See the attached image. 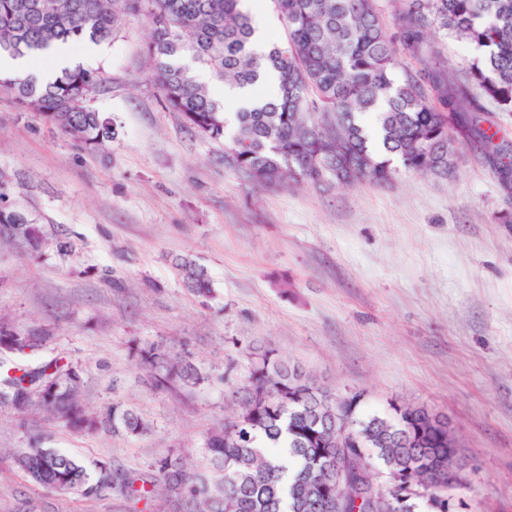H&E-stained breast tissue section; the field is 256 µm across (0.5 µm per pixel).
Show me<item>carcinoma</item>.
<instances>
[{
  "instance_id": "obj_1",
  "label": "carcinoma",
  "mask_w": 512,
  "mask_h": 512,
  "mask_svg": "<svg viewBox=\"0 0 512 512\" xmlns=\"http://www.w3.org/2000/svg\"><path fill=\"white\" fill-rule=\"evenodd\" d=\"M242 0H0V54L12 46L34 54L61 41L74 47L112 40L123 18L150 26L146 54L166 104L199 135L227 139L224 162L256 184L290 178L338 185L382 184L397 171L446 176L461 144L449 127L467 132L488 157L505 190L512 192V151L497 142L481 99L512 112V0H398L392 22L379 0H273L288 28L287 41L253 51L255 28ZM462 39L480 51L459 83L433 58L434 33ZM424 61L409 72L401 57ZM226 85L255 86L262 74L278 78V94L235 112L227 134L224 105L214 99L195 68ZM103 82L80 66L46 84L33 75H0V90L14 94L77 146L94 151L112 141V120L89 102ZM47 231L24 212L0 204V242L41 251ZM186 288L213 295L204 268L180 263ZM51 328L17 327L0 319V407L19 419L32 410L77 433L138 436L148 423L132 408L114 403L99 415L78 399L85 372L64 356L40 358L53 342ZM136 362L156 386L191 389L212 374L172 356L158 344L137 347ZM19 359L8 363V358ZM248 383L230 389L236 408L204 439V463L187 466L178 452L155 460L148 472L101 462L89 470L39 438L11 454L12 467L58 496L95 499L115 492L144 509L156 497L177 501L183 512H326L324 478L336 464L353 472L342 512H416L424 499L433 512H448V449L442 430L423 407L398 404L389 418L363 415L364 392L343 395L315 386L309 374L272 350L249 352ZM368 452L336 455V406ZM406 476L413 496L397 505L367 493V464Z\"/></svg>"
}]
</instances>
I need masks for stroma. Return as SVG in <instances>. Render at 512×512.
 Returning a JSON list of instances; mask_svg holds the SVG:
<instances>
[{"label": "stroma", "instance_id": "stroma-1", "mask_svg": "<svg viewBox=\"0 0 512 512\" xmlns=\"http://www.w3.org/2000/svg\"><path fill=\"white\" fill-rule=\"evenodd\" d=\"M146 21L123 19L93 67L91 105L111 116L97 151L0 90V180L8 205L46 225L41 258L0 248V318L51 326V352L86 372L81 403L119 401L151 426L139 437L76 434L43 413L0 408V452L39 432L86 467L146 471L168 450L200 462L224 418L229 384L246 383L252 347L301 366L322 388L366 394L365 414L397 403L448 416L465 462L450 512H512V193L479 154L447 176L261 186L224 162V143L165 104L145 53ZM75 251L62 257L58 243ZM203 266L214 295L184 286ZM163 344L211 371V385L153 387L132 357ZM135 512L107 493L85 500L33 490L0 463V512ZM179 266L183 282L192 294L203 299H208L213 295L211 282L204 268L188 260H183Z\"/></svg>", "mask_w": 512, "mask_h": 512}]
</instances>
